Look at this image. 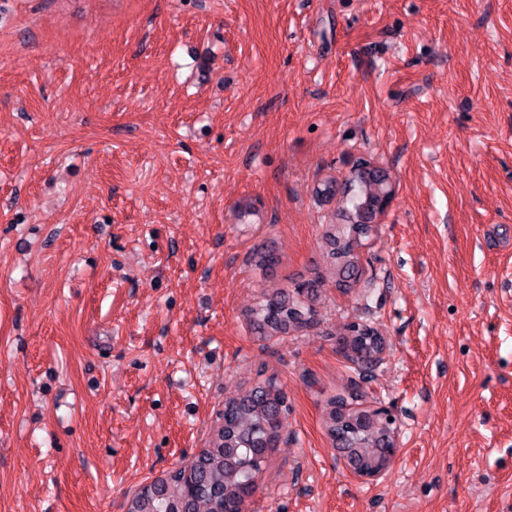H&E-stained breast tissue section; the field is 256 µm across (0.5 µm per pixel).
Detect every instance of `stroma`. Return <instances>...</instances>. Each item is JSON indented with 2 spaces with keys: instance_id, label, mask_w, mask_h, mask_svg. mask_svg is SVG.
I'll list each match as a JSON object with an SVG mask.
<instances>
[{
  "instance_id": "stroma-1",
  "label": "stroma",
  "mask_w": 512,
  "mask_h": 512,
  "mask_svg": "<svg viewBox=\"0 0 512 512\" xmlns=\"http://www.w3.org/2000/svg\"><path fill=\"white\" fill-rule=\"evenodd\" d=\"M361 157L395 194L344 294L313 189ZM314 272L317 326L255 335ZM356 319L371 481L322 426ZM262 374L244 512H512V0H0V512H127ZM337 343L357 378L352 377L343 390L327 399L324 432L355 473L367 474L355 476L375 478L388 467L394 454L393 421H389L392 416L388 411L364 406L362 382L382 360L387 339L375 322L355 320L345 325Z\"/></svg>"
}]
</instances>
